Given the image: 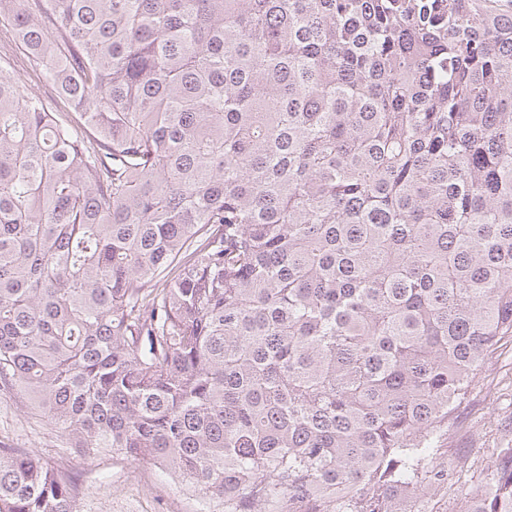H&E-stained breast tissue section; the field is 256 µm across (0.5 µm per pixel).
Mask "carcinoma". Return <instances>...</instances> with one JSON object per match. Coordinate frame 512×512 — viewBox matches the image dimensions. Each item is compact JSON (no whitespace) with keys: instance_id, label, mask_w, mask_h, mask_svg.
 <instances>
[{"instance_id":"cac0c4a2","label":"carcinoma","mask_w":512,"mask_h":512,"mask_svg":"<svg viewBox=\"0 0 512 512\" xmlns=\"http://www.w3.org/2000/svg\"><path fill=\"white\" fill-rule=\"evenodd\" d=\"M0 392L224 512H424L512 343V0H0ZM0 448V512H78ZM463 512H512V444ZM11 64L15 74L29 89L43 97L48 107L54 110L63 108V103L55 96L46 80L28 68L20 51L16 50L12 53Z\"/></svg>"}]
</instances>
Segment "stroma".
<instances>
[{
    "label": "stroma",
    "instance_id": "35a3bbf8",
    "mask_svg": "<svg viewBox=\"0 0 512 512\" xmlns=\"http://www.w3.org/2000/svg\"><path fill=\"white\" fill-rule=\"evenodd\" d=\"M484 380L466 394L454 423L435 450L440 463L463 477L490 468L497 448L512 442V344L488 357ZM0 445L33 451L42 461L76 477L79 512H214L202 494L182 488L161 468L133 464L105 452L94 461L70 454L64 435L30 402L0 393Z\"/></svg>",
    "mask_w": 512,
    "mask_h": 512
}]
</instances>
